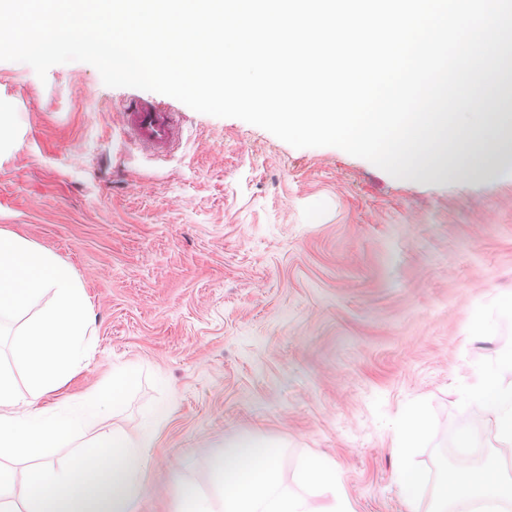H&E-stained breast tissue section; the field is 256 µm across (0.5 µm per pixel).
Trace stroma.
<instances>
[{"label":"stroma","instance_id":"stroma-1","mask_svg":"<svg viewBox=\"0 0 512 512\" xmlns=\"http://www.w3.org/2000/svg\"><path fill=\"white\" fill-rule=\"evenodd\" d=\"M169 105L183 139L154 158L128 148V96ZM0 110L19 116L0 162V229L73 267L90 303L91 348L68 391L134 368L123 405L87 429L136 436L164 407L137 512H173L189 483L216 496L209 456L225 436L286 442L290 495L313 454L336 469L358 512H403L401 467L423 472L419 501L454 456L498 458L470 403L478 374L512 354V179H398L332 147L296 148L237 118L106 86L91 64L0 61ZM479 316L487 341L464 340ZM431 431L398 453L412 403Z\"/></svg>","mask_w":512,"mask_h":512}]
</instances>
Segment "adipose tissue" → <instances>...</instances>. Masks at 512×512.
Listing matches in <instances>:
<instances>
[{"label": "adipose tissue", "instance_id": "1", "mask_svg": "<svg viewBox=\"0 0 512 512\" xmlns=\"http://www.w3.org/2000/svg\"><path fill=\"white\" fill-rule=\"evenodd\" d=\"M21 322L12 357L26 375L20 396L11 372L0 369V455L32 461L25 476L0 463V508L17 480L26 486L25 512H136L145 484L149 452L163 420L148 415L138 436L102 434L83 440V432L119 405L133 381L128 370L92 392L40 406L41 398L66 387L81 369L89 349L88 299L73 268L50 251L0 231V322ZM512 356L499 373L481 375L475 405L492 421L495 437L512 447ZM74 449L70 465L57 466L58 449ZM283 445L249 435L225 438L211 455L219 493L211 498L188 484L176 492L175 512H357L333 467L318 458L305 465L308 483L327 488V507L288 496L282 485ZM430 512H512V478L495 462L467 466L438 482Z\"/></svg>", "mask_w": 512, "mask_h": 512}]
</instances>
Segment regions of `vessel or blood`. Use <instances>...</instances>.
Wrapping results in <instances>:
<instances>
[{
  "label": "vessel or blood",
  "instance_id": "b4317fda",
  "mask_svg": "<svg viewBox=\"0 0 512 512\" xmlns=\"http://www.w3.org/2000/svg\"><path fill=\"white\" fill-rule=\"evenodd\" d=\"M119 125L127 142L141 151L169 154L181 137L178 113L160 108L151 101L131 98L119 106Z\"/></svg>",
  "mask_w": 512,
  "mask_h": 512
}]
</instances>
